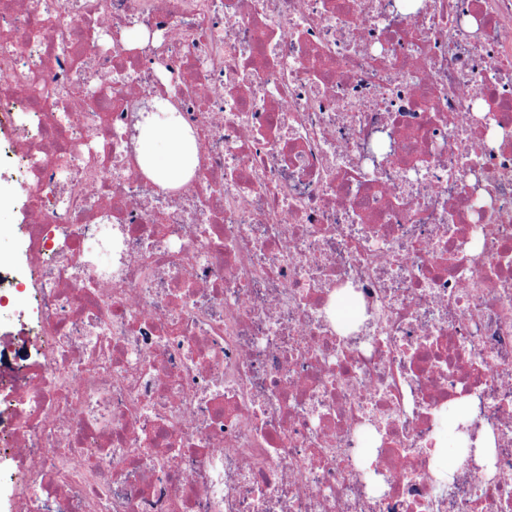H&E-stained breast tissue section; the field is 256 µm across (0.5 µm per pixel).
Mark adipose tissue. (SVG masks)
Here are the masks:
<instances>
[{
	"instance_id": "obj_1",
	"label": "adipose tissue",
	"mask_w": 512,
	"mask_h": 512,
	"mask_svg": "<svg viewBox=\"0 0 512 512\" xmlns=\"http://www.w3.org/2000/svg\"><path fill=\"white\" fill-rule=\"evenodd\" d=\"M146 118L140 133L143 173L154 182L175 187L188 181L198 163L191 136L180 128L178 117L167 103Z\"/></svg>"
}]
</instances>
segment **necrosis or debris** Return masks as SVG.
<instances>
[{
	"mask_svg": "<svg viewBox=\"0 0 512 512\" xmlns=\"http://www.w3.org/2000/svg\"><path fill=\"white\" fill-rule=\"evenodd\" d=\"M167 97L175 189L139 164ZM486 122L512 133V0H0V512H512ZM462 398L495 457L443 485ZM156 113L145 119L140 133L143 173L163 187H175L188 181L198 160L194 139L180 128L174 109L164 101Z\"/></svg>",
	"mask_w": 512,
	"mask_h": 512,
	"instance_id": "necrosis-or-debris-1",
	"label": "necrosis or debris"
}]
</instances>
